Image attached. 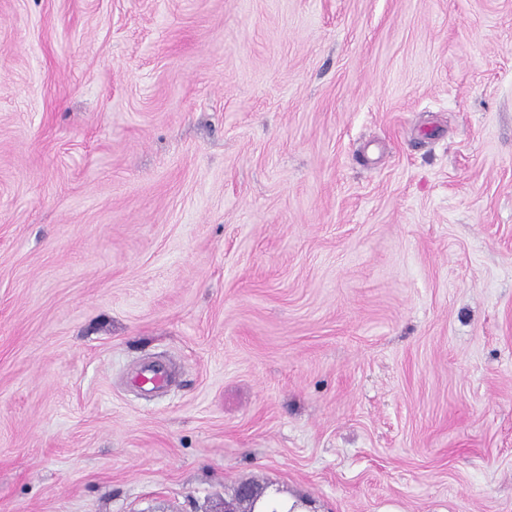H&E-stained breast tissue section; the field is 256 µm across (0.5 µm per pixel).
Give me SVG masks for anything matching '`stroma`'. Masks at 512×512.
<instances>
[{
  "label": "stroma",
  "mask_w": 512,
  "mask_h": 512,
  "mask_svg": "<svg viewBox=\"0 0 512 512\" xmlns=\"http://www.w3.org/2000/svg\"><path fill=\"white\" fill-rule=\"evenodd\" d=\"M246 482L512 512V0H0V512Z\"/></svg>",
  "instance_id": "stroma-1"
}]
</instances>
